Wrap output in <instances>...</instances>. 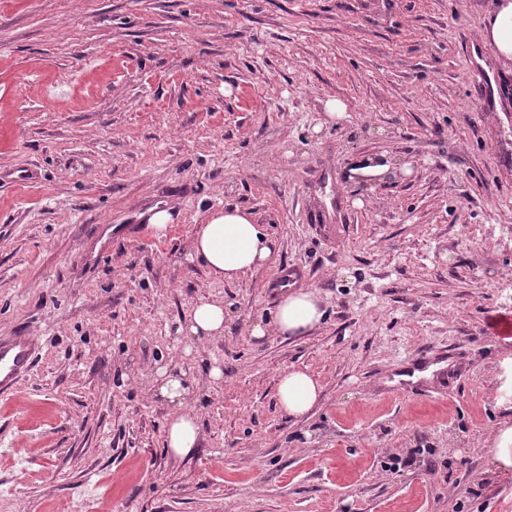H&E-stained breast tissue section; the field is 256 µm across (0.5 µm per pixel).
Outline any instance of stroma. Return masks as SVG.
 <instances>
[{
  "mask_svg": "<svg viewBox=\"0 0 512 512\" xmlns=\"http://www.w3.org/2000/svg\"><path fill=\"white\" fill-rule=\"evenodd\" d=\"M495 3L0 0V336L40 339L0 398V512H512L485 452L512 422V72L490 111L465 51ZM227 205L278 246L231 283L187 251ZM287 264L325 321L255 339ZM421 358L453 367L400 388ZM290 367L320 386L297 419ZM163 369L199 382L177 459ZM188 333L200 339L223 335L224 304L217 301L199 303L192 313ZM320 388L306 372L285 369L278 381V400L288 417L299 418L307 414L317 403ZM202 438L198 417L191 411L177 412L170 418L165 443L169 454L175 458L188 455Z\"/></svg>",
  "mask_w": 512,
  "mask_h": 512,
  "instance_id": "obj_1",
  "label": "stroma"
}]
</instances>
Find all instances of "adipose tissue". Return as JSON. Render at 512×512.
<instances>
[{
	"label": "adipose tissue",
	"instance_id": "1",
	"mask_svg": "<svg viewBox=\"0 0 512 512\" xmlns=\"http://www.w3.org/2000/svg\"><path fill=\"white\" fill-rule=\"evenodd\" d=\"M480 44L490 47L500 68L512 69V0H499L486 17L479 32ZM276 248L264 225L240 207L228 206L216 211L199 225L189 242L188 255L201 263L210 274L227 282L238 280L247 272L270 262ZM325 311L313 288L302 287L284 294L278 301L271 322L255 324L254 338L276 334L303 336L318 328ZM195 384L186 373L161 372L156 394L162 400L180 405L167 428L165 443L176 458L188 455L202 438L198 417L183 405ZM320 388L306 372L284 370L278 381V400L282 411L292 418L307 414L317 403Z\"/></svg>",
	"mask_w": 512,
	"mask_h": 512
}]
</instances>
